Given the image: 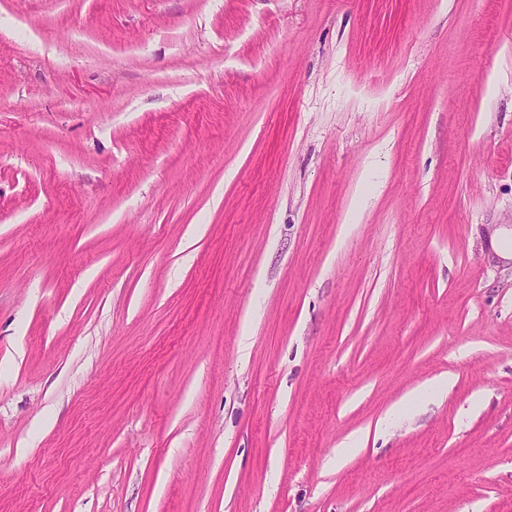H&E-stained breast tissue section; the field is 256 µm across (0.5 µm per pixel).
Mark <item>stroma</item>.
<instances>
[{
    "instance_id": "35a3bbf8",
    "label": "stroma",
    "mask_w": 512,
    "mask_h": 512,
    "mask_svg": "<svg viewBox=\"0 0 512 512\" xmlns=\"http://www.w3.org/2000/svg\"><path fill=\"white\" fill-rule=\"evenodd\" d=\"M0 512H512V0H0Z\"/></svg>"
}]
</instances>
